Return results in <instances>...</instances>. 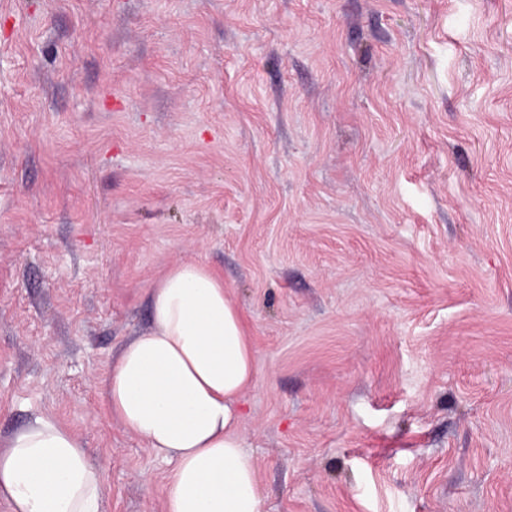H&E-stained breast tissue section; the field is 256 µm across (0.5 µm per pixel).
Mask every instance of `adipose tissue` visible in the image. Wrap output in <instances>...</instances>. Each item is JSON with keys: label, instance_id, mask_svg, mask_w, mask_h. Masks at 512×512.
<instances>
[{"label": "adipose tissue", "instance_id": "1", "mask_svg": "<svg viewBox=\"0 0 512 512\" xmlns=\"http://www.w3.org/2000/svg\"><path fill=\"white\" fill-rule=\"evenodd\" d=\"M152 327L102 380L117 419L174 461L165 512H263L240 403L255 353L222 276L199 260L168 268L149 290ZM0 498L11 512H103L104 483L82 440L48 416L0 444Z\"/></svg>", "mask_w": 512, "mask_h": 512}]
</instances>
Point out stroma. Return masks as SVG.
Masks as SVG:
<instances>
[{"label":"stroma","instance_id":"1","mask_svg":"<svg viewBox=\"0 0 512 512\" xmlns=\"http://www.w3.org/2000/svg\"><path fill=\"white\" fill-rule=\"evenodd\" d=\"M189 259L264 512H512V0H0V439L106 512H164L100 379ZM0 448V498L12 512H104V483L82 440L36 416Z\"/></svg>","mask_w":512,"mask_h":512}]
</instances>
